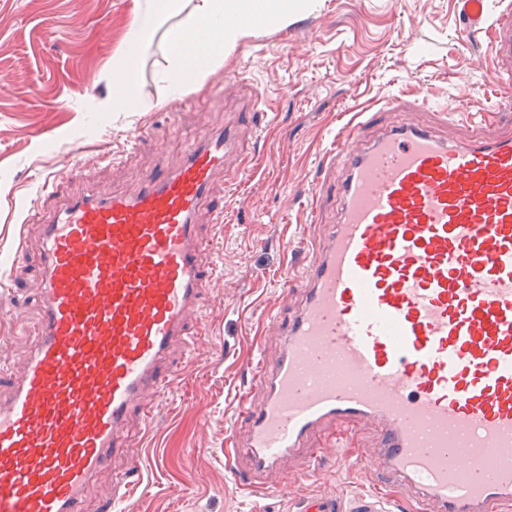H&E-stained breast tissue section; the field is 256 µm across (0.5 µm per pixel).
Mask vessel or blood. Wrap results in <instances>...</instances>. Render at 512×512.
<instances>
[{"mask_svg": "<svg viewBox=\"0 0 512 512\" xmlns=\"http://www.w3.org/2000/svg\"><path fill=\"white\" fill-rule=\"evenodd\" d=\"M460 4L490 42V85L512 95V9ZM401 112L362 107L336 138L339 220L282 282L300 299L267 323L281 350L251 366L225 467L240 491L275 489L370 426L373 455L336 459L379 470L413 512H512V131L482 119L451 144L415 103ZM240 133L228 120L135 191L74 196L42 221L30 356L0 363V512H76L118 459L113 501L138 487L125 428L179 381L170 354L200 327L210 273L201 224L250 171Z\"/></svg>", "mask_w": 512, "mask_h": 512, "instance_id": "vessel-or-blood-1", "label": "vessel or blood"}]
</instances>
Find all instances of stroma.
Masks as SVG:
<instances>
[{
	"instance_id": "1",
	"label": "stroma",
	"mask_w": 512,
	"mask_h": 512,
	"mask_svg": "<svg viewBox=\"0 0 512 512\" xmlns=\"http://www.w3.org/2000/svg\"><path fill=\"white\" fill-rule=\"evenodd\" d=\"M148 5L0 0V256L18 240L19 211L34 201L41 173H58L60 201L87 189L101 196L134 189L223 128L227 91L264 94L271 133L243 138L258 175L229 191L223 223L203 227L205 255H223L222 272L204 290L205 332L150 431L130 425L144 437L132 512H300L312 495L351 505L372 490L374 470L350 476L331 464L262 499L239 494L224 468V434L258 346L270 355L277 349L274 337L259 344L255 333L263 313L284 303L278 282L298 266L293 241L318 238L339 217L337 195L328 192L318 223L307 221L306 200L332 139L357 108L401 96L421 102L418 120L440 125L449 141L467 138L473 114L497 101L487 39L462 31L459 0H300L286 22L252 23L202 82L185 87L188 95L207 92L203 106L141 109L163 90L172 65L159 32L138 64L129 109L101 111L130 27ZM64 98L68 106L59 107ZM446 112L451 121H443ZM138 130L141 146L127 152V136ZM75 153L84 169L77 178L66 168ZM39 276L36 259L14 267L16 291L0 306L5 358L16 370L28 357L24 329L38 314Z\"/></svg>"
}]
</instances>
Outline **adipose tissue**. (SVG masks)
Returning <instances> with one entry per match:
<instances>
[{"label": "adipose tissue", "instance_id": "obj_1", "mask_svg": "<svg viewBox=\"0 0 512 512\" xmlns=\"http://www.w3.org/2000/svg\"><path fill=\"white\" fill-rule=\"evenodd\" d=\"M292 7L291 0H152L149 9L131 27L121 54L123 71L132 72L135 60L149 51L158 31L174 34L173 18H181L184 33L205 29L215 54L202 59L197 50H175L166 89L154 101L155 107H164L184 83L200 80L208 68L218 63V50L236 43L243 33V19L250 11L270 20H284Z\"/></svg>", "mask_w": 512, "mask_h": 512}]
</instances>
